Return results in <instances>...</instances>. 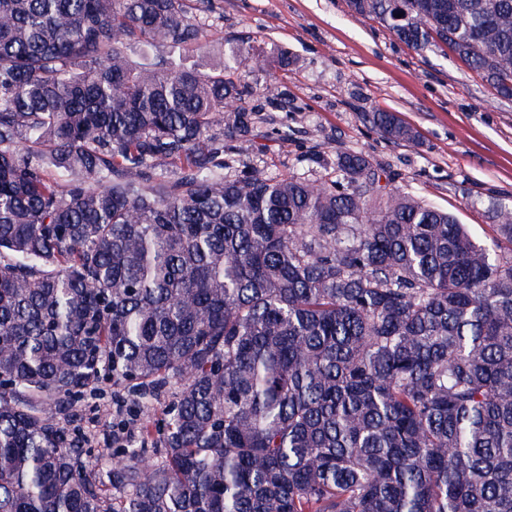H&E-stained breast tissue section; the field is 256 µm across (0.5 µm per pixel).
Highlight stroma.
<instances>
[{"label": "stroma", "mask_w": 512, "mask_h": 512, "mask_svg": "<svg viewBox=\"0 0 512 512\" xmlns=\"http://www.w3.org/2000/svg\"><path fill=\"white\" fill-rule=\"evenodd\" d=\"M205 29L210 51L194 59L204 71L239 40L290 56L288 66L258 76L248 100L268 125L290 128L284 142L255 139L252 160L267 175L324 179L337 149L360 151L476 239L493 236L494 205L512 204V100L447 47L408 48L348 0H224L223 18L206 19ZM378 111L413 128L416 143L385 139L371 122ZM119 412L140 409L107 384L84 399L73 425L103 445Z\"/></svg>", "instance_id": "stroma-1"}]
</instances>
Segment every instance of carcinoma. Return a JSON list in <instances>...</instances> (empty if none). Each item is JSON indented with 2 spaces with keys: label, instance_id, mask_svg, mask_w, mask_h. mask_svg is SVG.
Here are the masks:
<instances>
[{
  "label": "carcinoma",
  "instance_id": "1",
  "mask_svg": "<svg viewBox=\"0 0 512 512\" xmlns=\"http://www.w3.org/2000/svg\"><path fill=\"white\" fill-rule=\"evenodd\" d=\"M349 6L512 99V0ZM211 15L0 0V512H512V207L481 243L360 152L248 166L241 78L288 54L186 66ZM104 384L145 410L110 494L71 428Z\"/></svg>",
  "mask_w": 512,
  "mask_h": 512
}]
</instances>
